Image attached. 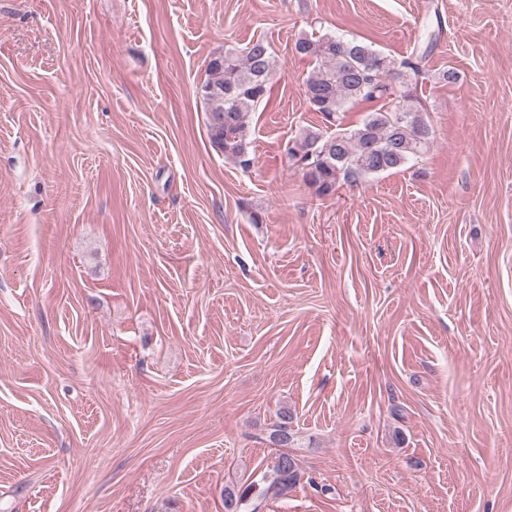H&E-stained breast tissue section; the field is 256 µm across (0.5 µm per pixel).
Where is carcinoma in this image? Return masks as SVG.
Here are the masks:
<instances>
[{"instance_id":"cac0c4a2","label":"carcinoma","mask_w":512,"mask_h":512,"mask_svg":"<svg viewBox=\"0 0 512 512\" xmlns=\"http://www.w3.org/2000/svg\"><path fill=\"white\" fill-rule=\"evenodd\" d=\"M294 48L296 54L314 61L305 96L326 122L333 123L350 102L388 100V105L369 112L348 132L307 126L288 142V161L302 172L316 197L334 196L343 179L397 169L430 147L433 131L413 91V79L426 54L399 61L362 41L331 34L300 37ZM273 65L271 46L262 39L241 50L228 47L211 57L199 89L212 147L245 170L252 164L249 117L269 93ZM291 420L288 409L279 412L268 435L270 443L288 448L298 441ZM300 481L296 462L282 453L272 468L243 490L224 488L225 512H253L258 508L255 500L283 497Z\"/></svg>"}]
</instances>
